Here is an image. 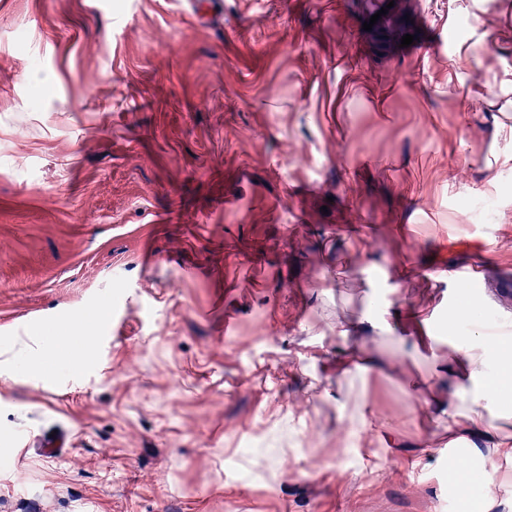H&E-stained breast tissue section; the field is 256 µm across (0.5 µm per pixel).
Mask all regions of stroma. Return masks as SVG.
I'll use <instances>...</instances> for the list:
<instances>
[{
	"label": "stroma",
	"instance_id": "obj_1",
	"mask_svg": "<svg viewBox=\"0 0 512 512\" xmlns=\"http://www.w3.org/2000/svg\"><path fill=\"white\" fill-rule=\"evenodd\" d=\"M217 8L0 0V512H512L486 441L456 497L417 352L463 302L512 331V0H394L416 56L362 0ZM82 331L81 373L19 369ZM387 315L388 311L386 309H382L377 314L363 312L361 315L353 319L338 323V336L345 342L358 339L360 336L357 335L364 332L367 329V325L372 330L389 332L391 330V325L388 321ZM382 363L381 356L364 354L362 349L355 345L344 357L336 359V378L349 380L360 373L376 370Z\"/></svg>",
	"mask_w": 512,
	"mask_h": 512
}]
</instances>
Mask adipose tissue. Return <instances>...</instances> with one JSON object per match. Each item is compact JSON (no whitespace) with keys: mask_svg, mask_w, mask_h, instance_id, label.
Here are the masks:
<instances>
[{"mask_svg":"<svg viewBox=\"0 0 512 512\" xmlns=\"http://www.w3.org/2000/svg\"><path fill=\"white\" fill-rule=\"evenodd\" d=\"M448 360V398L439 404L443 431L455 433L469 420L471 434L512 459V431L502 425L512 418L502 394L512 376V336L476 334L450 344Z\"/></svg>","mask_w":512,"mask_h":512,"instance_id":"adipose-tissue-1","label":"adipose tissue"}]
</instances>
